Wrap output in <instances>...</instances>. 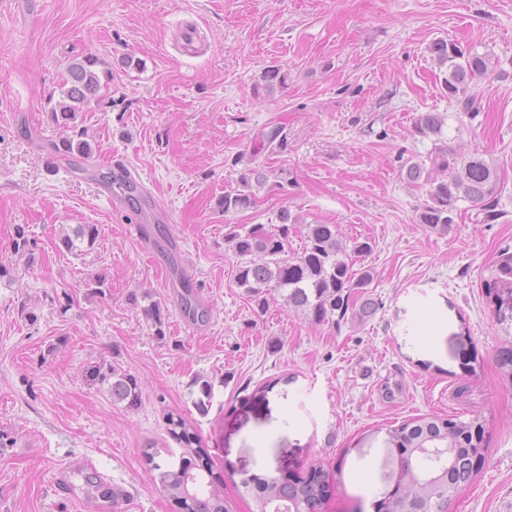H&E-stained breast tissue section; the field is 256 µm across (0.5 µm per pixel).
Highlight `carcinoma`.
Instances as JSON below:
<instances>
[{
  "instance_id": "1",
  "label": "carcinoma",
  "mask_w": 512,
  "mask_h": 512,
  "mask_svg": "<svg viewBox=\"0 0 512 512\" xmlns=\"http://www.w3.org/2000/svg\"><path fill=\"white\" fill-rule=\"evenodd\" d=\"M429 51L441 67L448 69L445 86L448 100L456 110L474 119L481 110L478 98L468 93L469 85L485 76L491 65L488 55L463 50L454 42L439 40ZM111 80V71L98 58L74 59L66 70L61 99L51 108V116L69 134L54 145L61 156H93L85 131L78 130L77 114L98 100L99 92ZM444 118L438 112H424L415 121L418 133L441 134ZM407 178L428 186V201L418 222L432 230L445 231L453 223L458 203L469 201L482 205L493 219L496 217L498 177L495 169L479 157L458 158L449 147H439L426 158L407 167ZM253 203L251 179L244 176L237 186L224 191V213L239 211ZM280 225L273 233L255 231L241 234L233 231L227 240L234 252L245 259L238 269V283L263 305L273 291L283 295L288 308L300 311L316 323H325L352 308V294L373 279L370 270L353 271L346 250L338 238L334 224L308 225L302 252L285 257L288 249V225L296 218L288 211L279 215ZM98 238L93 224H79L61 235L59 241L70 253L91 249ZM36 241L22 225L16 227L12 248L16 255L32 259ZM372 249L369 242L356 241L352 253L364 255ZM259 259H254V256ZM487 297L497 298V291H512V250L504 248L485 283ZM109 382L112 399L129 407L138 405L140 387L136 378L116 369L103 375ZM199 397L194 405L199 413L209 410L212 384L197 378ZM168 433L181 445L179 458L170 461L162 454L167 449L150 444L145 451L150 470L175 512H236L235 504L224 496V477L204 462L206 452L201 441L182 416L170 413L166 418ZM390 453L397 456L399 477L396 488L383 492L375 504V512H449L458 494L475 479L484 463V428L477 419L468 421L456 415L421 416L389 431ZM86 495L105 503L122 496V491L93 467L78 471ZM333 475L322 467H314L307 477H265L257 474L241 480L250 497L251 512H319L328 496Z\"/></svg>"
}]
</instances>
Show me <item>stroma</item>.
<instances>
[{
  "label": "stroma",
  "mask_w": 512,
  "mask_h": 512,
  "mask_svg": "<svg viewBox=\"0 0 512 512\" xmlns=\"http://www.w3.org/2000/svg\"><path fill=\"white\" fill-rule=\"evenodd\" d=\"M441 39L491 59L472 84L476 119L448 102V70L428 51ZM81 56L112 70L78 118L96 163L148 178L187 260L155 261L127 230L136 212L53 151L64 130L50 107ZM271 68L283 82L266 84ZM424 112L444 115L441 135L417 132ZM276 126L284 146L259 149ZM441 144L496 168L495 219L463 202L447 231L419 224L427 188L406 167ZM253 169L267 179L252 205L225 212V189ZM284 210L298 219L289 254L311 224L336 225L346 245L371 241L353 260L372 272L354 296L374 301L371 316L318 325L240 287L229 227L268 233ZM79 224L97 226L94 247L59 248ZM20 225L37 243L30 263L12 251ZM506 246L512 0H0V512H172L144 458L150 442L176 448L170 413L191 423L237 512L251 504L239 474L316 464L342 469L321 512H349L391 486L389 429L423 414L475 418L486 460L451 512H512V377L485 292ZM99 276L100 294L88 286ZM186 280L210 309L195 325L179 306ZM152 303L162 339L143 312ZM113 369L137 379L136 407L102 382ZM200 376L212 384L204 415ZM462 381L469 398L451 399ZM86 465L125 498L86 499Z\"/></svg>",
  "instance_id": "1"
}]
</instances>
